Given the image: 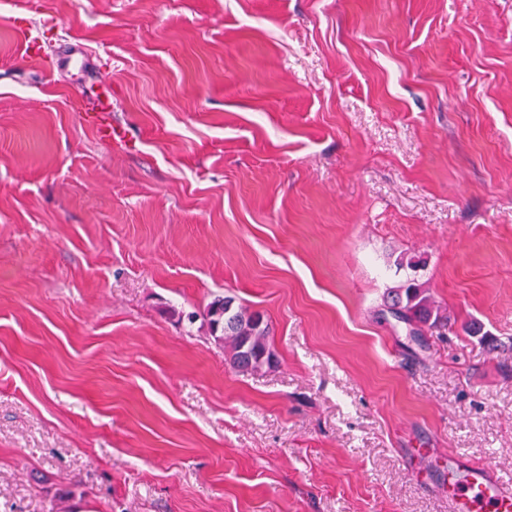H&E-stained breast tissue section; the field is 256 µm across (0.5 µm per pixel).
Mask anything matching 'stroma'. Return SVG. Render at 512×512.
<instances>
[{
    "label": "stroma",
    "instance_id": "1",
    "mask_svg": "<svg viewBox=\"0 0 512 512\" xmlns=\"http://www.w3.org/2000/svg\"><path fill=\"white\" fill-rule=\"evenodd\" d=\"M452 453L512 477V0H0V512H448ZM384 305L398 322L405 324L410 336H418L422 327L433 328L443 320L430 289L414 278L406 279L395 288H387ZM207 317L211 337L228 348L234 369L254 373L275 363L270 341L272 329L263 314L224 295L215 297L208 305Z\"/></svg>",
    "mask_w": 512,
    "mask_h": 512
}]
</instances>
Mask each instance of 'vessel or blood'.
<instances>
[{"label":"vessel or blood","mask_w":512,"mask_h":512,"mask_svg":"<svg viewBox=\"0 0 512 512\" xmlns=\"http://www.w3.org/2000/svg\"><path fill=\"white\" fill-rule=\"evenodd\" d=\"M448 503L452 512H512V479L488 464L449 455Z\"/></svg>","instance_id":"1"}]
</instances>
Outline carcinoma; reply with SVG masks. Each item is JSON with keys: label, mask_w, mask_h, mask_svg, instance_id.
<instances>
[{"label": "carcinoma", "mask_w": 512, "mask_h": 512, "mask_svg": "<svg viewBox=\"0 0 512 512\" xmlns=\"http://www.w3.org/2000/svg\"><path fill=\"white\" fill-rule=\"evenodd\" d=\"M386 306L398 322L405 324L411 336L421 328H433L442 322L430 289L416 279H407L384 294ZM210 335L228 348L229 361L240 372L254 373L276 361L271 344V325L264 315L236 302L231 296H218L208 305Z\"/></svg>", "instance_id": "cac0c4a2"}]
</instances>
